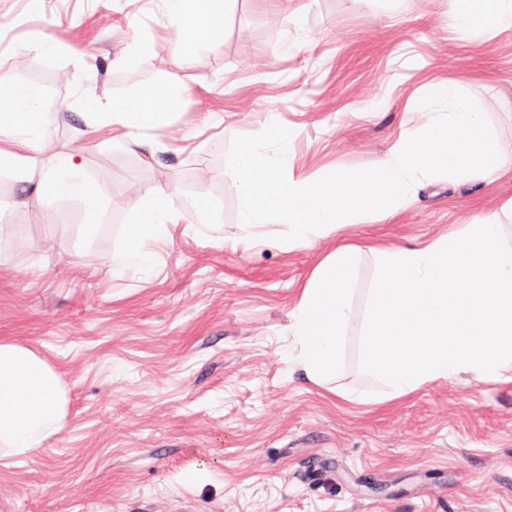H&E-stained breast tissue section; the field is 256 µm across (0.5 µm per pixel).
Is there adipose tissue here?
<instances>
[{
  "instance_id": "ef3b65f1",
  "label": "adipose tissue",
  "mask_w": 512,
  "mask_h": 512,
  "mask_svg": "<svg viewBox=\"0 0 512 512\" xmlns=\"http://www.w3.org/2000/svg\"><path fill=\"white\" fill-rule=\"evenodd\" d=\"M446 26L480 42L492 31L512 30V0H448ZM165 23L181 34L219 45L224 38V14L230 0H155ZM0 95L9 108L0 113V168L20 184L35 183L45 202L81 195L87 212L100 209L99 188L107 179L98 174L85 179L83 164L63 155L48 170H41L43 148L38 139L45 112L41 92L34 86L0 82ZM181 87L160 82L148 98L116 97L102 102L88 99L81 119L88 130L108 126L115 147L149 154L181 153V146L148 137V130L168 124L183 100ZM175 190L159 187L137 202V217L130 225L121 252L112 260L119 266L153 267L154 246L167 241L180 222ZM65 400L57 375L46 359L19 344L0 340V447L15 453L38 448L50 432L59 428Z\"/></svg>"
}]
</instances>
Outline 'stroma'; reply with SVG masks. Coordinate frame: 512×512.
Here are the masks:
<instances>
[{"label":"stroma","instance_id":"obj_1","mask_svg":"<svg viewBox=\"0 0 512 512\" xmlns=\"http://www.w3.org/2000/svg\"><path fill=\"white\" fill-rule=\"evenodd\" d=\"M448 0H234L224 42L184 44L149 0H0V77L41 88L45 166L59 153L106 172L111 223L51 240L45 205L0 174V340L58 373L60 429L32 453L0 449V512H512V381L474 375L385 400L345 342L335 389L293 372L291 314L337 245L419 247L512 200V171L483 183L430 176L395 216L293 251L277 224L241 239L240 198L224 176L230 142L267 121L291 132L296 178L373 167L417 130L419 101L447 79L472 97L512 158V31L475 45L444 25ZM51 42L54 54L34 49ZM183 87L155 130L180 155L113 148L83 134L85 99ZM223 192L221 214L182 207L160 274L117 268L138 198ZM369 394L366 402L337 388Z\"/></svg>","mask_w":512,"mask_h":512}]
</instances>
